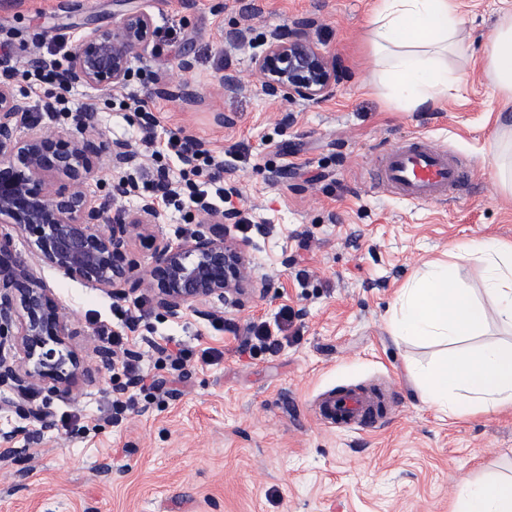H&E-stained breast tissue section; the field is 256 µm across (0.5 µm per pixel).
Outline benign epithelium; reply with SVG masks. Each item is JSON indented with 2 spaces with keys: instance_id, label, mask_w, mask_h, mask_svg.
Returning <instances> with one entry per match:
<instances>
[{
  "instance_id": "1",
  "label": "benign epithelium",
  "mask_w": 512,
  "mask_h": 512,
  "mask_svg": "<svg viewBox=\"0 0 512 512\" xmlns=\"http://www.w3.org/2000/svg\"><path fill=\"white\" fill-rule=\"evenodd\" d=\"M314 21L297 18L292 28L273 30L255 58L264 95L288 102H321L336 89V59L309 38ZM155 34L145 12L128 11L83 36L71 54L69 79L100 89L123 85L132 61ZM224 93L235 94L242 82L234 70L219 78ZM76 133L44 135L35 130L30 100L16 92L13 78L0 76V222L14 224L34 239L39 257L73 279L86 281L115 299L147 291L156 308L177 317L187 307L215 318L221 309L240 310L267 276L254 266L245 247L229 235L236 214L211 209L191 234L173 244L155 240L146 266L126 260L134 237L156 223L157 201L138 197L133 211L116 207L130 194L128 171L139 154L128 141L108 139L97 113L84 110L74 120ZM106 162L112 193L92 196L87 181ZM72 332L51 289L29 274L27 261L0 236V389L3 403L49 429L54 397H71L79 384H96L118 355L96 345L83 356L70 343ZM45 393L40 406L29 396Z\"/></svg>"
}]
</instances>
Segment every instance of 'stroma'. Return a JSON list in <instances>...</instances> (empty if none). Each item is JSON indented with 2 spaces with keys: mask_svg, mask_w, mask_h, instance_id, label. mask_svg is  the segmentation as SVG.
I'll list each match as a JSON object with an SVG mask.
<instances>
[{
  "mask_svg": "<svg viewBox=\"0 0 512 512\" xmlns=\"http://www.w3.org/2000/svg\"><path fill=\"white\" fill-rule=\"evenodd\" d=\"M375 0H0V49L17 66L46 55L62 37L60 61L93 28L115 14L148 13L156 36L132 63L128 82L101 91L72 86L70 109L46 112L47 90L18 93L39 102L38 130H72V110L92 107L109 138L128 140L151 169L134 102L156 112L155 145L183 131L223 156L225 187L234 189L243 244L268 276L263 294L224 322L274 324L281 307L295 313L277 354L241 352L233 333L189 307L160 312L146 292L115 302L68 278L13 236L35 278L50 288L70 324V341L86 351L106 327L121 330L115 305L144 304L147 315L128 349L145 356L172 338L190 351L179 392L131 388L134 409L112 419L109 380L48 404L58 426L0 407V430L14 435L0 450V512H449L461 481L512 475V410L448 417L426 407L409 366L422 367L443 344L394 340L387 321L402 288L450 244L483 236L512 242V195L493 176L488 150L503 107L483 73L486 47L512 0H460L470 33L466 58L449 66L465 75V92L449 91L435 109L403 112L379 92V68L367 21ZM314 18L308 34L339 65L336 92L320 103L265 96L255 58L270 31ZM250 31L231 46L224 34ZM193 68L178 69L182 52ZM242 90L224 94L225 69ZM188 88L182 97L180 88ZM420 136L449 150L473 171L447 201L414 205L372 187L367 170L381 154ZM154 145V146H155ZM151 234L179 243L204 216L194 205L161 207ZM222 351L205 364L202 348ZM383 379L394 387V411L371 431L342 430L315 414L320 396ZM77 415L80 426L65 425Z\"/></svg>",
  "mask_w": 512,
  "mask_h": 512,
  "instance_id": "1",
  "label": "stroma"
}]
</instances>
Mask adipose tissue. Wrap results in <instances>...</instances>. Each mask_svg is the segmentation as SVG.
I'll return each mask as SVG.
<instances>
[{
    "label": "adipose tissue",
    "instance_id": "1",
    "mask_svg": "<svg viewBox=\"0 0 512 512\" xmlns=\"http://www.w3.org/2000/svg\"><path fill=\"white\" fill-rule=\"evenodd\" d=\"M369 40L383 66L380 83L395 108L436 107L449 89L462 85L448 68L449 56L468 48L457 0H376ZM484 74L503 102L512 103V11L501 16L490 39ZM496 124L491 163L499 185L512 193V113L499 112ZM452 253L456 260L477 262L479 280L457 282L454 263L427 262L398 297L390 334L449 344L447 356L416 378L426 406L452 417L512 408V341L469 346L487 325L489 301L502 331L512 334V243L471 240ZM453 512H512V476L462 481Z\"/></svg>",
    "mask_w": 512,
    "mask_h": 512
}]
</instances>
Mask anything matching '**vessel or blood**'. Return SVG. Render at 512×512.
<instances>
[{
    "mask_svg": "<svg viewBox=\"0 0 512 512\" xmlns=\"http://www.w3.org/2000/svg\"><path fill=\"white\" fill-rule=\"evenodd\" d=\"M368 179L405 201L425 204L453 194L469 182L470 173L446 150L415 138L379 157ZM388 405L387 387L373 384L323 396L316 409L336 427L372 430L384 423Z\"/></svg>",
    "mask_w": 512,
    "mask_h": 512,
    "instance_id": "vessel-or-blood-1",
    "label": "vessel or blood"
}]
</instances>
